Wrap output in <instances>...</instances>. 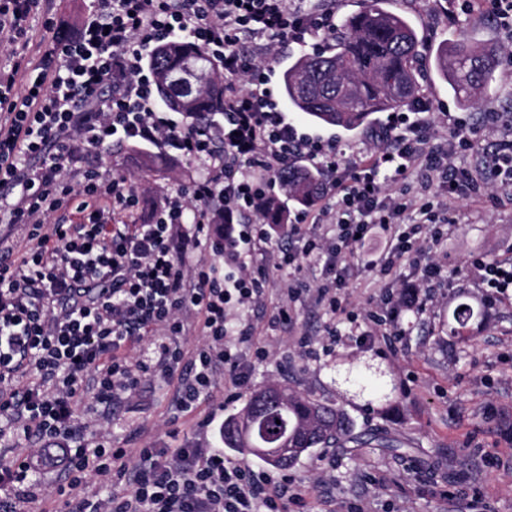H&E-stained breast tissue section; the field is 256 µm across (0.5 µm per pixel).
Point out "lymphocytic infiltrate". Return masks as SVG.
Returning <instances> with one entry per match:
<instances>
[{
    "label": "lymphocytic infiltrate",
    "instance_id": "obj_1",
    "mask_svg": "<svg viewBox=\"0 0 512 512\" xmlns=\"http://www.w3.org/2000/svg\"><path fill=\"white\" fill-rule=\"evenodd\" d=\"M48 0H0V512L44 503L35 460L60 469L65 512H311L288 477L270 476L223 449L117 448L90 441L76 421L85 398L110 409L135 396L143 379H178L177 410L208 398L216 376L239 394L251 367L240 344L254 339L240 309L263 306L264 274L251 272L244 249L266 242L260 225L265 185L298 159L323 177L322 197L284 225L272 266L289 271L288 305L270 330L291 323L304 264L325 259L313 300L342 308L343 274L353 261L383 277L402 263L419 266L421 285L369 312L375 328L403 337V312H421L445 277L426 260L423 242L439 239L423 193L438 185L448 200L481 199L484 182L455 164L456 147L473 144L476 127L449 116L450 142L435 140L420 118L390 123L386 149L343 165L335 142L301 133L272 100L256 55L275 43L315 45L336 24L334 0H95L78 34L33 41L29 21ZM191 38L224 65V121L204 129L159 111L145 62L161 42ZM34 64H26L29 47ZM248 86H241V76ZM153 144L200 162L201 174L136 219L137 192L100 170L88 151ZM402 184L400 196L386 192ZM253 216L238 237L208 238L215 220ZM382 237L383 252L367 254ZM224 259L209 262L205 251ZM486 302L512 290V260L472 259ZM195 325H188L187 316ZM197 331L203 342L185 351Z\"/></svg>",
    "mask_w": 512,
    "mask_h": 512
}]
</instances>
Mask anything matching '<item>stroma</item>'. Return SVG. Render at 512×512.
Listing matches in <instances>:
<instances>
[{
  "label": "stroma",
  "mask_w": 512,
  "mask_h": 512,
  "mask_svg": "<svg viewBox=\"0 0 512 512\" xmlns=\"http://www.w3.org/2000/svg\"><path fill=\"white\" fill-rule=\"evenodd\" d=\"M392 6L422 37V97L431 106L436 138L450 137L447 115L477 124L473 146L454 161L483 170L501 135L499 128L488 127L486 113L512 116V45L487 10L462 11L451 19L438 0H392ZM461 37L489 45L497 54L495 79L474 105L454 97L432 68L438 46ZM287 118L299 132L334 139L349 160L380 146L371 128L347 133L314 124L292 109ZM94 161L124 176L147 208L200 172L198 163L179 157L163 176H150L138 170L136 153L116 147ZM459 209L462 216L447 236L426 245L427 256L443 264L450 285L423 313L402 314L406 334L396 347L361 345L358 336L370 327L364 315L386 291L418 287L420 271L404 263L393 277L383 278L357 264L345 292L358 321L300 298L292 305V336L317 337L322 351L303 358L285 339L276 358L254 362L253 387L288 382L297 392L342 406L352 433H386L402 443L389 453L343 439L303 457L287 475L309 492L314 512L359 502L369 503L370 512H467L472 502L479 512H512V300L484 307L468 269L477 255L512 256V200L497 205L463 200ZM461 302L482 312L457 331L452 311ZM331 327L337 330L333 339L327 334ZM176 399L175 385L145 379L134 398L107 413L113 445L175 447L205 437V429L179 416Z\"/></svg>",
  "instance_id": "1"
}]
</instances>
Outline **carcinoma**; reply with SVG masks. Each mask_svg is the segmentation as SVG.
<instances>
[{"label": "carcinoma", "mask_w": 512, "mask_h": 512, "mask_svg": "<svg viewBox=\"0 0 512 512\" xmlns=\"http://www.w3.org/2000/svg\"><path fill=\"white\" fill-rule=\"evenodd\" d=\"M327 38L331 50L298 56L282 75V93L313 123L355 132L377 124L379 113L410 108L420 97L416 65L421 40L411 21L387 0H370L365 10L339 18ZM198 60L204 61L211 73L206 85L189 93L169 80ZM148 65L157 82L158 97L167 109L182 113L185 122L210 124L224 116L223 67L195 42L185 39L163 44L150 54ZM495 69L494 53L468 40H457L436 52V75L463 103L487 89ZM138 155L146 173L169 166L167 160L151 152ZM279 181L288 200L300 207L309 206L320 189L318 173L301 167L288 170ZM264 220L288 223V207L267 201ZM343 435H350V430L341 407L290 394L288 387L277 384L255 390L244 407L224 419V447L239 452L256 436L269 445L288 437V447L299 452L286 461H270L281 469L296 465L315 448L330 447ZM354 440L361 446H401L392 437L374 434Z\"/></svg>", "instance_id": "1"}]
</instances>
